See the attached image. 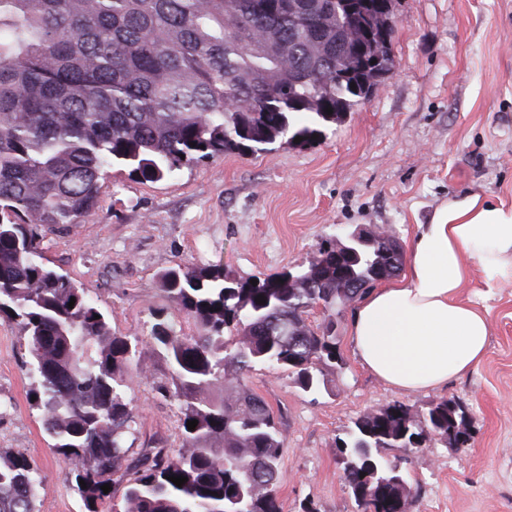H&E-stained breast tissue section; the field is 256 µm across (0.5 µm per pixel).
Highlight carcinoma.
<instances>
[{"label":"carcinoma","instance_id":"cac0c4a2","mask_svg":"<svg viewBox=\"0 0 512 512\" xmlns=\"http://www.w3.org/2000/svg\"><path fill=\"white\" fill-rule=\"evenodd\" d=\"M294 10L322 24L300 27ZM393 13L395 0H0V318L18 326L37 378L30 395L85 512H282V434L244 376L269 363L317 391L322 369L341 361L336 308L396 275L404 252L384 231L368 245L352 230L255 286L219 263L165 270L150 336L172 373L156 394L179 408L181 446L136 451L124 377L137 345L48 264L43 233L89 217L115 165L156 182L278 140L312 142L394 69ZM367 16L374 24L359 44L379 62L338 77L336 51L354 46L349 20ZM315 308L323 318L313 329ZM465 424L451 399L357 418L336 448L361 512L414 502L408 485L391 484L393 469L405 477L402 458L385 452L463 445ZM41 490L35 461L0 456V512H35Z\"/></svg>","mask_w":512,"mask_h":512}]
</instances>
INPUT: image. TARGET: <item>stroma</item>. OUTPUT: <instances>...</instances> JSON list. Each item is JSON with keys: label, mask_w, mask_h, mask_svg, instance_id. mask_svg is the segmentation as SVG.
I'll list each match as a JSON object with an SVG mask.
<instances>
[{"label": "stroma", "mask_w": 512, "mask_h": 512, "mask_svg": "<svg viewBox=\"0 0 512 512\" xmlns=\"http://www.w3.org/2000/svg\"><path fill=\"white\" fill-rule=\"evenodd\" d=\"M396 13L393 76L313 144L279 141L158 182L108 169L96 211L45 235L50 265L95 299L113 330L138 341L130 378L136 447L180 446L178 407L153 391L171 381L149 337L166 269L220 263L229 277L263 278L307 263L318 243L358 225L382 227L406 247L447 199H512V0H398ZM461 297L486 315L489 348L476 368L438 390L405 393L363 368L348 308L336 316L343 365L325 369L318 391L301 390L277 367L246 375L284 439L282 512L307 502L315 512H359L336 439L389 403L419 414L443 398L464 408L470 439L408 454L414 512H512V284L489 288L475 274ZM33 383L22 337L0 319V452L37 463L45 490L36 512H84L28 397Z\"/></svg>", "instance_id": "stroma-1"}]
</instances>
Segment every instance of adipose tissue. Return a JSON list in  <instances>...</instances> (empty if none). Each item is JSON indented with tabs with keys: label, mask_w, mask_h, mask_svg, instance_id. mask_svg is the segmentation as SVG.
Returning a JSON list of instances; mask_svg holds the SVG:
<instances>
[{
	"label": "adipose tissue",
	"mask_w": 512,
	"mask_h": 512,
	"mask_svg": "<svg viewBox=\"0 0 512 512\" xmlns=\"http://www.w3.org/2000/svg\"><path fill=\"white\" fill-rule=\"evenodd\" d=\"M474 273L490 288L512 282V201L451 198L419 225L402 277L372 288L354 309L350 336L359 363L406 392L439 388L477 367L489 326L460 297Z\"/></svg>",
	"instance_id": "obj_1"
}]
</instances>
